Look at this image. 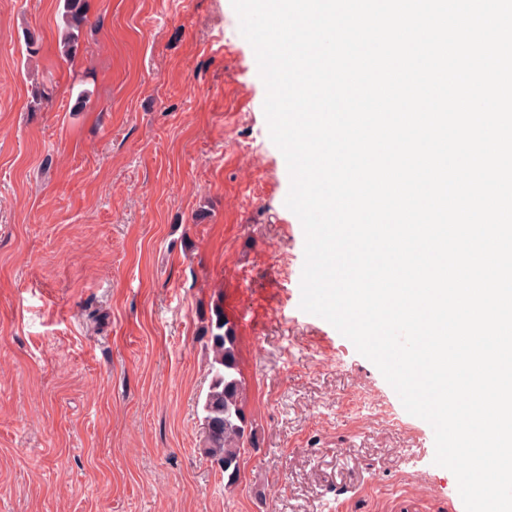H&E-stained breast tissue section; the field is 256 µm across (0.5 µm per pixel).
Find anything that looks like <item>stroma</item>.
<instances>
[{
	"label": "stroma",
	"instance_id": "obj_1",
	"mask_svg": "<svg viewBox=\"0 0 512 512\" xmlns=\"http://www.w3.org/2000/svg\"><path fill=\"white\" fill-rule=\"evenodd\" d=\"M86 2L66 60L63 0H0V512H448L430 425L295 306L231 0ZM216 306L255 433L231 485L201 451Z\"/></svg>",
	"mask_w": 512,
	"mask_h": 512
}]
</instances>
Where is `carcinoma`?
<instances>
[{
	"mask_svg": "<svg viewBox=\"0 0 512 512\" xmlns=\"http://www.w3.org/2000/svg\"><path fill=\"white\" fill-rule=\"evenodd\" d=\"M63 17L62 52L70 56L76 51L85 21V0H64ZM214 316L209 328L212 379L203 403L202 449L231 484L237 478L245 445L253 436L243 411L244 384L239 377L236 336L221 308H215Z\"/></svg>",
	"mask_w": 512,
	"mask_h": 512,
	"instance_id": "carcinoma-1",
	"label": "carcinoma"
}]
</instances>
